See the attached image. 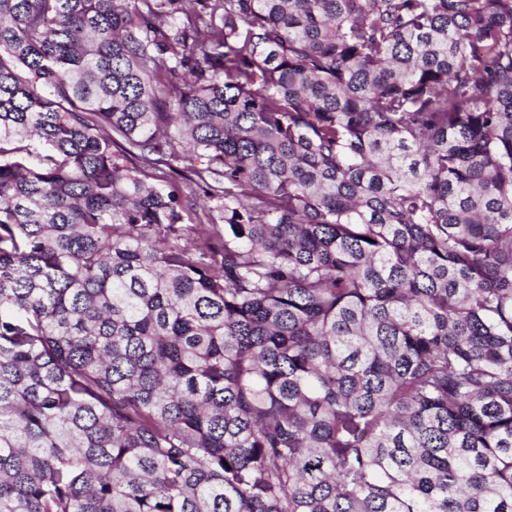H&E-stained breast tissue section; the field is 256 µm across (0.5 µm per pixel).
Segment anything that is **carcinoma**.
Segmentation results:
<instances>
[{
    "mask_svg": "<svg viewBox=\"0 0 512 512\" xmlns=\"http://www.w3.org/2000/svg\"><path fill=\"white\" fill-rule=\"evenodd\" d=\"M0 512H512V0H0Z\"/></svg>",
    "mask_w": 512,
    "mask_h": 512,
    "instance_id": "carcinoma-1",
    "label": "carcinoma"
}]
</instances>
